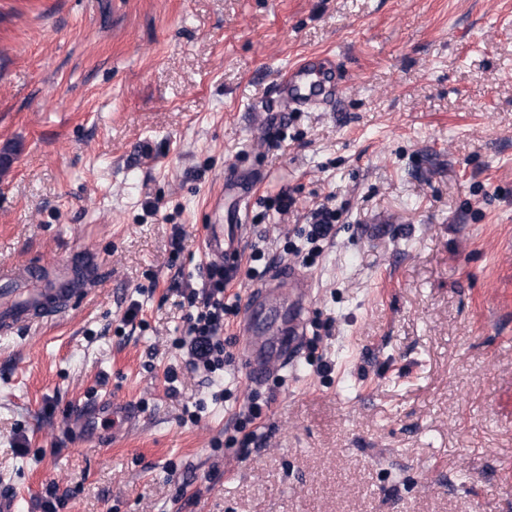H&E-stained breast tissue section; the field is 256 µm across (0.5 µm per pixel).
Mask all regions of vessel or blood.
Returning a JSON list of instances; mask_svg holds the SVG:
<instances>
[{"instance_id":"1","label":"vessel or blood","mask_w":512,"mask_h":512,"mask_svg":"<svg viewBox=\"0 0 512 512\" xmlns=\"http://www.w3.org/2000/svg\"><path fill=\"white\" fill-rule=\"evenodd\" d=\"M336 91L335 64L327 56L308 58L288 67L278 85L281 101L289 109L326 105ZM240 236L238 225H207L205 243L212 262L228 269L237 265ZM311 294V282L306 276L282 266L271 269L267 278L249 291L245 321L249 327H262L264 333L263 338L254 337L245 343L244 359L251 382H262L271 370L297 366ZM73 297L68 288L28 290L18 303L0 307V334L63 317L71 309Z\"/></svg>"}]
</instances>
